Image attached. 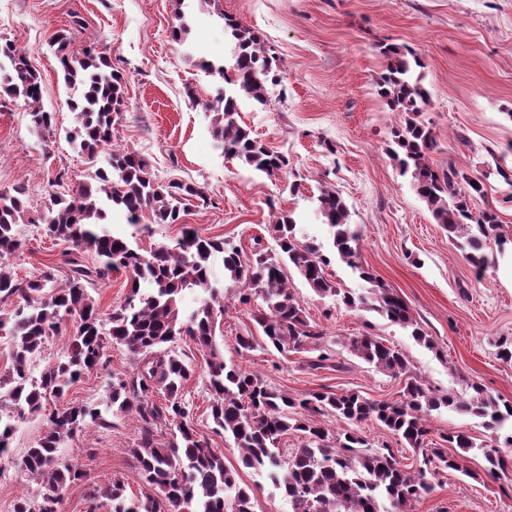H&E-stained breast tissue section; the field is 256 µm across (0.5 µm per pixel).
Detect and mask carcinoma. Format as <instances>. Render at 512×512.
Instances as JSON below:
<instances>
[{"instance_id":"cac0c4a2","label":"carcinoma","mask_w":512,"mask_h":512,"mask_svg":"<svg viewBox=\"0 0 512 512\" xmlns=\"http://www.w3.org/2000/svg\"><path fill=\"white\" fill-rule=\"evenodd\" d=\"M225 31L235 42L232 61L213 68L224 80V91L204 103L212 114V130L224 156L269 177L288 166V159L272 150L239 124L240 101L269 103L267 83L276 84L278 65L261 37L231 17ZM53 44L65 84L75 91L69 103L74 126L69 140L91 164L99 153L112 148L107 165L96 168L92 181L71 187L66 173L57 172L53 193L37 216H31L25 190L0 191V303L13 309L0 314V338L6 339L10 365L0 374V457L9 454L17 424L42 417L45 430L26 449L19 465L37 485L24 493L14 512H53L68 486L82 478L78 465L59 452L86 426L108 430L117 413L135 415L141 422L139 437L129 455L140 478L155 491L143 499L126 495L120 479L104 490L87 494V512H97L98 498L111 504V512H254L249 492L239 486L238 472L224 464L209 439L189 419L183 389L193 373L191 363L174 349L188 339L203 353L209 379L210 416L215 431L233 440L244 467L266 472L274 487L288 500L290 512H408L412 501L428 490L427 471L411 474L398 465L392 451L370 452L354 426L366 420L381 422L392 435L422 452L423 464L464 469L461 461L471 451L483 452L485 472L492 478L506 470L498 451L478 443L466 433L448 432L441 443L428 447L427 416L441 408L483 420L498 432L512 421V401L491 397L477 384L462 396L435 392L416 377L407 378L401 398L373 401L355 392H312L300 399L269 385L255 372L227 364L215 341V312H226L224 292L212 283L211 258L218 256L224 277L235 287V297L247 305L262 301L253 320L263 333L262 347L280 354L307 346L320 351L310 362L314 369L336 367L330 353L321 350L323 333L306 320L284 266L294 268L318 294L336 296L351 309L369 305L368 299L341 291L326 277L331 260L345 263L359 278L374 285L373 310L390 322L411 329V336L427 349L438 350L432 337L419 327L404 300L379 283L361 261L359 233L352 229L349 208L341 194L325 186L316 198L322 221L330 230L329 248L314 238L300 239L290 213L275 216L268 226L274 250L254 239L250 255L224 238L201 237L182 228L176 245L158 242L143 251L122 233L102 224L105 207L123 212L130 224L148 230L153 224H179L183 204L191 197L204 199L196 186L179 181L158 183L150 164L138 151L114 145L118 116L123 109L124 75L106 55L91 45L81 57L71 55L73 38L67 30L53 35ZM385 60L376 91L390 111L402 117L391 130L388 152L399 174L410 178L418 197L434 221L448 232L480 278L494 261L492 247L505 252L512 234L503 230L497 210L486 207L475 214L472 202L485 194V184L500 177L512 189V171L495 166L475 175L453 165L438 171L429 153L437 146L433 129L421 121L430 105L423 85L424 64L417 52L383 44ZM0 93L21 98L30 109L35 129L52 134L51 113L41 107L42 83L26 52L0 36ZM21 224H41L49 238L68 246L65 264L70 276L58 283L55 268L47 265L28 279H20L3 264L5 257L24 249ZM126 274L129 291L124 302L102 318L88 288L114 272ZM198 290L196 308L183 315L179 302L186 290ZM72 332L63 359L32 375L33 360L58 333L64 318ZM119 345L133 355L135 364L124 376L109 375V403L50 407L61 400L71 384L85 372L106 365V348ZM351 352L379 372H406L405 356L370 334L350 340ZM332 413L348 424L343 433L331 434L323 416ZM179 423L165 440L158 427ZM299 432L306 441L287 458L280 456L281 439ZM459 453L450 455L448 449Z\"/></svg>"}]
</instances>
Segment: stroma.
I'll return each mask as SVG.
<instances>
[{"instance_id": "1", "label": "stroma", "mask_w": 512, "mask_h": 512, "mask_svg": "<svg viewBox=\"0 0 512 512\" xmlns=\"http://www.w3.org/2000/svg\"><path fill=\"white\" fill-rule=\"evenodd\" d=\"M227 15L255 30L279 61L280 82L269 88V106L242 102L238 117L287 157V167L272 177L224 158L202 108L224 85L217 72L202 70V62L217 68L232 56ZM181 23L186 31L177 43L171 30ZM65 29L75 44L90 43L109 55L124 74L119 145L146 156L158 181L187 182L205 195L190 200L181 224L154 226L147 236L116 210L108 215L114 230L147 249L159 241L175 244L186 224L247 251L276 214L290 212L298 234L324 240L328 230L315 199L322 186L334 187L360 233L363 262L406 301L437 345L428 350L375 311L319 296L290 269L286 275L308 321L322 330V344L342 370L311 369L316 354L308 348L283 355L239 350L237 336L258 337L262 331L253 306L236 301L217 318L215 339L226 362L294 397L326 387L373 400L398 398L405 376L376 371L349 349L352 337L370 333L405 354L406 376L463 395L476 383L512 400V363L499 360L495 346L499 337L512 336V256L495 255L485 275L475 278L388 155L395 116L375 88L384 67L378 44L417 50L431 93L423 118L436 134L432 164L444 169L452 163L469 174L495 165L511 168L512 0H0V36L29 54L41 77L43 107L54 116L55 133L43 138L33 131L22 100L0 95V190L25 187L36 210L48 202L56 172H66L72 186L89 182L94 173L67 139L71 92L51 45L53 34ZM22 233L26 246L10 259L14 274L25 279L48 264L65 280L62 246L53 245L38 224L23 225ZM177 349L195 367L184 396L196 429L223 454L226 466L237 469L254 512H288L270 480L242 467L232 441L213 432L200 352L190 341ZM106 357V368L82 375L63 404L103 403L106 374L131 372L134 360L124 347H109ZM138 428L132 416L120 413L110 430L86 427L76 433L61 454L78 462L84 476L67 488L60 512H86L88 491L115 478L135 497L149 494L128 453ZM429 428L434 440L463 431L494 441L481 419L454 411L433 414ZM42 432L37 419L20 425L9 458L0 462V512H14L17 497L33 491L19 460ZM359 433L369 450L391 448L404 470L421 466V452L380 423H360ZM466 465L476 478L450 469L429 474L431 489L414 502L413 512H512V470L494 480L481 474L483 456H468Z\"/></svg>"}]
</instances>
